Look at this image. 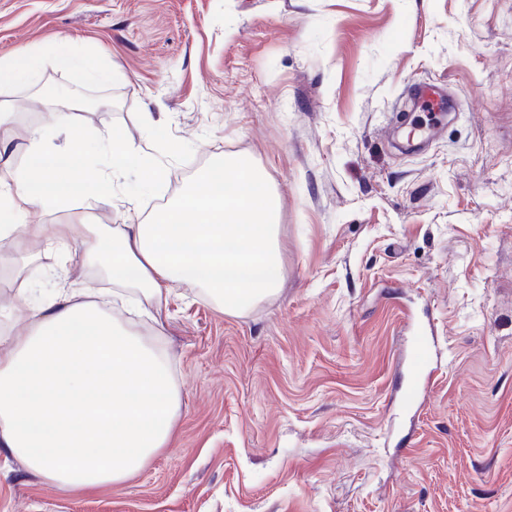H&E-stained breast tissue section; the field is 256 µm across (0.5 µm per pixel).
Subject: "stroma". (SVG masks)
<instances>
[{
  "label": "stroma",
  "mask_w": 512,
  "mask_h": 512,
  "mask_svg": "<svg viewBox=\"0 0 512 512\" xmlns=\"http://www.w3.org/2000/svg\"><path fill=\"white\" fill-rule=\"evenodd\" d=\"M33 51L40 82L112 101L75 114L87 168L113 169L114 135L136 158L121 200L27 223L146 222L245 157L280 197L284 278L238 315L177 285L163 325L136 317L173 361L174 446L75 493L0 456V512H512V0H0V55ZM417 82L455 109L404 151ZM4 99L22 166L56 107ZM425 326L436 382L410 401ZM58 65L82 69L89 80L101 81L107 77V71L90 65L86 58L78 53L62 52L56 57Z\"/></svg>",
  "instance_id": "35a3bbf8"
}]
</instances>
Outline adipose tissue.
<instances>
[{
	"instance_id": "1",
	"label": "adipose tissue",
	"mask_w": 512,
	"mask_h": 512,
	"mask_svg": "<svg viewBox=\"0 0 512 512\" xmlns=\"http://www.w3.org/2000/svg\"><path fill=\"white\" fill-rule=\"evenodd\" d=\"M16 132L0 115V450L65 492L109 488L175 440L180 396L167 351L89 299L72 279L75 260L100 263L135 305L163 311L171 285L208 293L227 314L274 294L284 277L278 197L262 167L224 158L146 224H26L32 209L61 208L81 194L112 203L105 173L50 161L41 127L28 133L31 165L4 161ZM53 260L56 281L34 297L26 279L33 244ZM28 310L23 329L12 317Z\"/></svg>"
}]
</instances>
